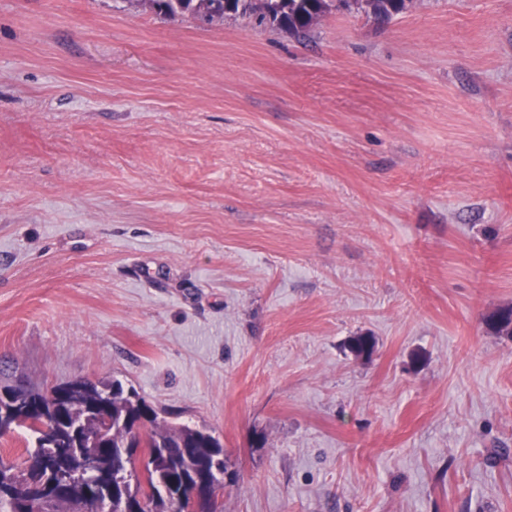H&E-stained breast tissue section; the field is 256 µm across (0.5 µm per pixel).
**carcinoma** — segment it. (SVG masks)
I'll use <instances>...</instances> for the list:
<instances>
[{"label":"carcinoma","mask_w":512,"mask_h":512,"mask_svg":"<svg viewBox=\"0 0 512 512\" xmlns=\"http://www.w3.org/2000/svg\"><path fill=\"white\" fill-rule=\"evenodd\" d=\"M164 15L227 13L262 19L298 37L331 9L330 0H151ZM407 0H372L381 22ZM23 427L36 436L19 465L0 461V512H23V492L69 479L56 512H123L122 499L150 498L152 512H190V488L224 474V446L205 428L172 425L121 381L79 380L48 391L0 388V436ZM157 463L136 470L137 455Z\"/></svg>","instance_id":"1"}]
</instances>
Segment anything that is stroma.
Listing matches in <instances>:
<instances>
[{
	"label": "stroma",
	"mask_w": 512,
	"mask_h": 512,
	"mask_svg": "<svg viewBox=\"0 0 512 512\" xmlns=\"http://www.w3.org/2000/svg\"><path fill=\"white\" fill-rule=\"evenodd\" d=\"M508 307L512 0H0L1 386L213 430L224 512H512ZM151 7L164 15L188 13L194 16H250L262 19L297 37H305L316 20L331 9L328 0H150Z\"/></svg>",
	"instance_id": "35a3bbf8"
}]
</instances>
